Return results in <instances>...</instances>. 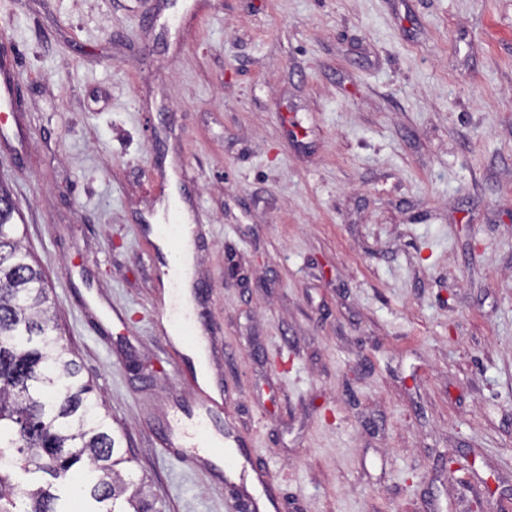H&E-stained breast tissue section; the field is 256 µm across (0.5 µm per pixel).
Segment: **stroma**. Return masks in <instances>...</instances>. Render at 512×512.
<instances>
[{"label": "stroma", "mask_w": 512, "mask_h": 512, "mask_svg": "<svg viewBox=\"0 0 512 512\" xmlns=\"http://www.w3.org/2000/svg\"><path fill=\"white\" fill-rule=\"evenodd\" d=\"M0 57V187L155 512H239L158 445L186 390L155 227L186 185L214 426L275 512H512V0H0Z\"/></svg>", "instance_id": "1"}]
</instances>
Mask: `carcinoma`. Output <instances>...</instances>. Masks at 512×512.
I'll return each mask as SVG.
<instances>
[{
    "instance_id": "cac0c4a2",
    "label": "carcinoma",
    "mask_w": 512,
    "mask_h": 512,
    "mask_svg": "<svg viewBox=\"0 0 512 512\" xmlns=\"http://www.w3.org/2000/svg\"><path fill=\"white\" fill-rule=\"evenodd\" d=\"M15 206L0 193V512H65L50 491L90 488L107 512H152L144 482L129 462L109 414L61 344L44 274L24 251L12 223ZM50 477L21 483L16 472Z\"/></svg>"
}]
</instances>
